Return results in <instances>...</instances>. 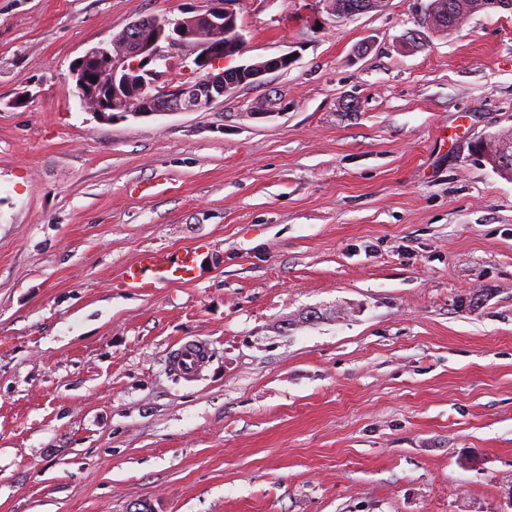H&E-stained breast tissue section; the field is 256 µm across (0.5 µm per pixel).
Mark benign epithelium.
<instances>
[{
	"instance_id": "benign-epithelium-1",
	"label": "benign epithelium",
	"mask_w": 512,
	"mask_h": 512,
	"mask_svg": "<svg viewBox=\"0 0 512 512\" xmlns=\"http://www.w3.org/2000/svg\"><path fill=\"white\" fill-rule=\"evenodd\" d=\"M229 0H212L203 13L171 19L140 17L125 28L123 41L109 40L88 49L71 68L82 108L110 120L112 113L147 116L165 112H206L216 101L244 85L257 83L268 73L288 68V56L224 68V51L214 40L236 30V14ZM330 14L354 15L370 10L367 0H359L341 11L331 0H320ZM167 47L191 48L199 77L177 87L158 86L162 68L168 66ZM104 74L107 81L93 86L91 77Z\"/></svg>"
}]
</instances>
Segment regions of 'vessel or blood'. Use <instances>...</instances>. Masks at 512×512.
<instances>
[{
  "label": "vessel or blood",
  "mask_w": 512,
  "mask_h": 512,
  "mask_svg": "<svg viewBox=\"0 0 512 512\" xmlns=\"http://www.w3.org/2000/svg\"><path fill=\"white\" fill-rule=\"evenodd\" d=\"M197 269L195 248L187 247L164 254L144 250L137 261L127 265L121 274L124 287L148 292L157 285L166 283L187 284L194 280ZM201 345L187 343L177 350L174 362L187 376L194 375L200 366Z\"/></svg>",
  "instance_id": "b4317fda"
}]
</instances>
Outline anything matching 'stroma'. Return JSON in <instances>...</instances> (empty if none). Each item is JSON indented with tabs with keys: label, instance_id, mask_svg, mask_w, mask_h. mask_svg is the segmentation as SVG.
<instances>
[{
	"label": "stroma",
	"instance_id": "obj_1",
	"mask_svg": "<svg viewBox=\"0 0 512 512\" xmlns=\"http://www.w3.org/2000/svg\"><path fill=\"white\" fill-rule=\"evenodd\" d=\"M210 0H0V512H512V14L233 0L288 69L96 119L72 63ZM189 284L120 285L146 248ZM205 342L191 380L171 353Z\"/></svg>",
	"mask_w": 512,
	"mask_h": 512
}]
</instances>
